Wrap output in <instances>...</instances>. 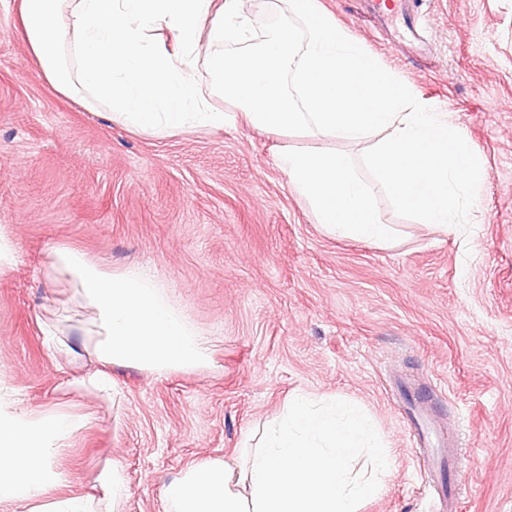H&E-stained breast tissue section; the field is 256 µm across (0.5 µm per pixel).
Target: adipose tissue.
Masks as SVG:
<instances>
[{"label":"adipose tissue","mask_w":512,"mask_h":512,"mask_svg":"<svg viewBox=\"0 0 512 512\" xmlns=\"http://www.w3.org/2000/svg\"><path fill=\"white\" fill-rule=\"evenodd\" d=\"M32 57L52 86L143 134L220 128L233 104L251 126L361 145L360 153L284 147L293 192L330 236L388 246L397 230L375 202L382 187L417 223L447 229L476 211L487 171L434 103L387 69L319 0H272L256 26L244 0H16ZM53 268L96 311L84 386L114 396L106 366L164 373L208 360L202 335L154 276L109 274L62 248ZM83 426L66 414L0 408V503L28 512H100L94 500H48L52 460ZM392 469L374 429L344 404L305 396L234 461L213 459L164 489L166 512H359Z\"/></svg>","instance_id":"obj_1"}]
</instances>
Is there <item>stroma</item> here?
Listing matches in <instances>:
<instances>
[{
  "instance_id": "1",
  "label": "stroma",
  "mask_w": 512,
  "mask_h": 512,
  "mask_svg": "<svg viewBox=\"0 0 512 512\" xmlns=\"http://www.w3.org/2000/svg\"><path fill=\"white\" fill-rule=\"evenodd\" d=\"M322 4L468 137L487 170L475 223L428 229L383 197L393 245L333 238L275 159L333 141L240 121L136 133L57 92L14 0H0V230L17 254L0 269V391L35 415L87 419L53 460L50 498L103 499L99 477L115 463L122 512H164L166 483L239 457L306 393L359 408L389 450L393 469L361 512H512V0H419L408 46L366 0ZM58 248L155 275L209 363L113 367L111 400L81 388L98 367L94 312L53 271ZM426 385L425 414L460 443L451 505L422 480L409 431Z\"/></svg>"
}]
</instances>
